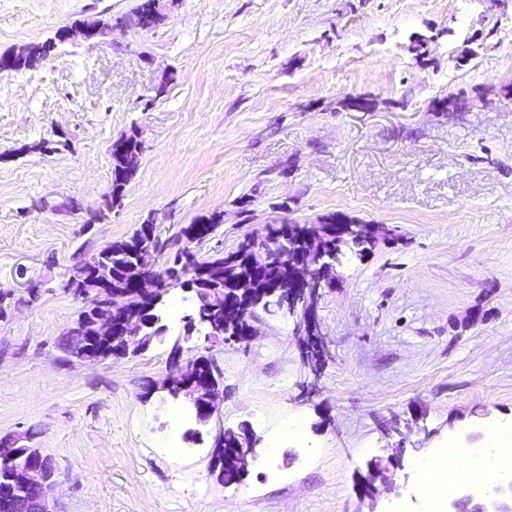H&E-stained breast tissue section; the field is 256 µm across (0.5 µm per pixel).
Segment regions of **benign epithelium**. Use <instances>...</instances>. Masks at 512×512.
<instances>
[{"label":"benign epithelium","mask_w":512,"mask_h":512,"mask_svg":"<svg viewBox=\"0 0 512 512\" xmlns=\"http://www.w3.org/2000/svg\"><path fill=\"white\" fill-rule=\"evenodd\" d=\"M62 42L74 39L84 42L101 43L103 35L93 21H83L59 29L56 32ZM154 225H142V233L136 250L145 261L136 280V288L151 297L149 308L139 310L127 305L124 296L112 291V274L102 268L90 270L89 278L94 283L91 291H81L79 295L86 308L92 310L90 334H85L84 317L78 318L69 326L71 336H86L88 349L82 360L98 361L105 359L97 351L98 340L105 336H116L121 347L112 351V356L123 357L139 354L149 348L150 337L162 336L167 332L161 311L172 287L179 285L195 298L192 313L184 317L185 332L190 336L197 332L207 339H222L227 343H241L253 340L260 334L257 323L265 318L293 319L297 332L306 337L308 332L321 336V324L312 306L314 297L326 285L333 283L337 267L342 265L344 252L342 242L347 238H365L369 248L390 236L381 224H351L340 220L334 224L317 222L307 224L301 232L306 246L296 249L295 237L282 229H267L263 235L251 234L245 237L244 251L252 253L250 263L265 268L277 265L281 272L271 285L259 290L256 300L248 305L235 304L230 297L234 289L230 285L239 278V267L235 259L224 263V294L217 301L205 305L200 294L204 280L211 278L208 266L200 270L197 281L183 283L171 280L167 286L160 284L161 278L152 269L150 257L159 244L153 243ZM170 372L156 386L154 391L165 392L174 399H181L194 410L197 423L206 426L218 411L223 398V377L214 361L204 355L191 360L181 359L180 342H175L169 354ZM21 436L0 438V461H13L20 452ZM258 457L256 439L243 427L240 431L219 428L213 436L212 460L219 473L229 467L245 473L249 463ZM11 481L23 491L37 490L32 512H55L52 509L51 495L56 482L45 475L41 463L29 462L13 470ZM504 489L497 487L479 502L475 512H505Z\"/></svg>","instance_id":"1"}]
</instances>
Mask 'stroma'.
<instances>
[{
	"mask_svg": "<svg viewBox=\"0 0 512 512\" xmlns=\"http://www.w3.org/2000/svg\"><path fill=\"white\" fill-rule=\"evenodd\" d=\"M138 2L0 0V53ZM159 5L155 28L0 73V437L29 433L51 458L57 512H426L418 457L452 439L478 452L512 427V0ZM134 129L137 169L109 218L87 223L112 185L109 146ZM215 212L204 259L330 213L396 238L347 255L323 288L319 372L288 321L247 344L187 341L184 358L211 355L223 374L201 428L184 402L143 395L192 300L172 290L181 314L145 352L82 363L62 347L83 309L64 285L149 221L171 243L151 259L164 271L180 229ZM394 416L403 437L383 432ZM295 418L301 439L271 448ZM244 424L258 460L227 487L212 437ZM395 454L391 481L361 497L371 461Z\"/></svg>",
	"mask_w": 512,
	"mask_h": 512,
	"instance_id": "1",
	"label": "stroma"
}]
</instances>
